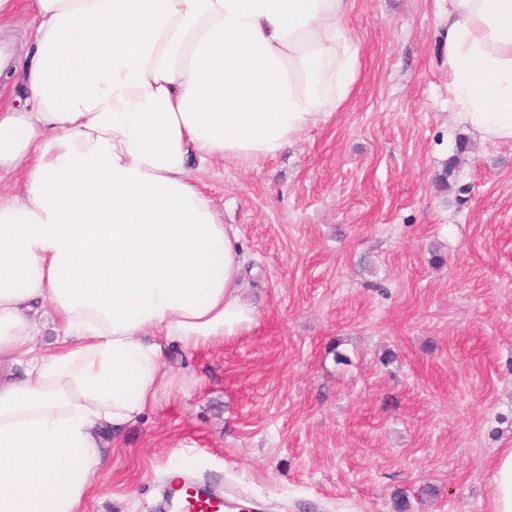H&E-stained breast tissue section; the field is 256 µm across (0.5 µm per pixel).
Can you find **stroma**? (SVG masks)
<instances>
[{"label": "stroma", "instance_id": "stroma-1", "mask_svg": "<svg viewBox=\"0 0 512 512\" xmlns=\"http://www.w3.org/2000/svg\"><path fill=\"white\" fill-rule=\"evenodd\" d=\"M447 12L355 0L339 112L261 170L199 172L257 322L172 350L176 387L118 437L87 512H162L177 466L259 512H395L398 493L407 512H490L512 447V143L448 107Z\"/></svg>", "mask_w": 512, "mask_h": 512}]
</instances>
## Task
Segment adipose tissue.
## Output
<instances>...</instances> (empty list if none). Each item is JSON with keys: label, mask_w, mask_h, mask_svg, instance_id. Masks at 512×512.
<instances>
[{"label": "adipose tissue", "mask_w": 512, "mask_h": 512, "mask_svg": "<svg viewBox=\"0 0 512 512\" xmlns=\"http://www.w3.org/2000/svg\"><path fill=\"white\" fill-rule=\"evenodd\" d=\"M27 2L0 105V512H85L110 434L174 385L170 345L251 329L242 260L193 169H257L353 93L354 0ZM448 106L512 143V0H448ZM50 345H39L45 327ZM512 512V448L491 462Z\"/></svg>", "instance_id": "ef3b65f1"}]
</instances>
